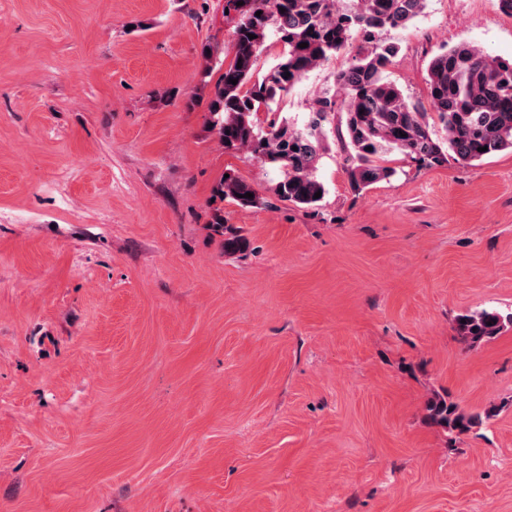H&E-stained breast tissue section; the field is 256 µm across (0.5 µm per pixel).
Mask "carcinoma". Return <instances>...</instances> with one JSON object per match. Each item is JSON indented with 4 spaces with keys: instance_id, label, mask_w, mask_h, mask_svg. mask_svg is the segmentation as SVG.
<instances>
[{
    "instance_id": "obj_1",
    "label": "carcinoma",
    "mask_w": 512,
    "mask_h": 512,
    "mask_svg": "<svg viewBox=\"0 0 512 512\" xmlns=\"http://www.w3.org/2000/svg\"><path fill=\"white\" fill-rule=\"evenodd\" d=\"M237 2L226 0L224 5L238 14L230 63L224 64L213 50L208 54L216 66L224 67L210 105L209 129L224 149L245 151L280 172L270 186L278 199L318 205L315 193L326 190L316 171L331 138L357 190L397 174L388 159L393 153L420 168H432L450 157L470 164L512 151V58L490 57L467 44L438 53L428 66L424 103L387 79L398 49L384 43L382 35L411 23L425 0H349L342 8L337 0H248L245 10ZM271 35L282 42L284 53L253 82L258 57ZM355 41L351 63L338 73L335 88L313 99L302 125L278 112L280 100L310 70ZM301 43L308 47H299ZM261 111L270 116L265 126L257 118ZM480 147L485 151H478ZM246 193L253 197H244ZM216 194L242 208L260 203L253 186L233 174L219 182ZM213 227L224 236V253L247 252V239L223 217ZM453 328L461 342L475 347L511 329L512 312H466L454 318ZM497 413L495 406L468 413L446 394L435 393L426 404L427 422L446 434L467 433Z\"/></svg>"
}]
</instances>
